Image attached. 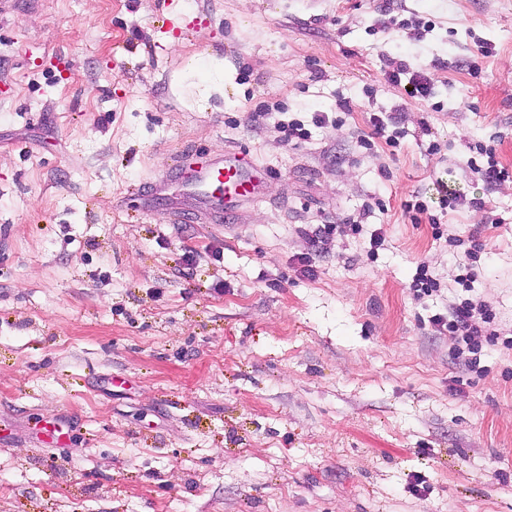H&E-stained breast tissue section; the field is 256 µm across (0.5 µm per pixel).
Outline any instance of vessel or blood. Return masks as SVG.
<instances>
[{
  "label": "vessel or blood",
  "instance_id": "1",
  "mask_svg": "<svg viewBox=\"0 0 512 512\" xmlns=\"http://www.w3.org/2000/svg\"><path fill=\"white\" fill-rule=\"evenodd\" d=\"M190 184L196 193L211 199L217 221L228 220L244 201L260 195L266 176L244 152L225 151L223 157L208 160L192 169ZM221 195H214V187Z\"/></svg>",
  "mask_w": 512,
  "mask_h": 512
}]
</instances>
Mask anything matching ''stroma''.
<instances>
[{"instance_id": "35a3bbf8", "label": "stroma", "mask_w": 512, "mask_h": 512, "mask_svg": "<svg viewBox=\"0 0 512 512\" xmlns=\"http://www.w3.org/2000/svg\"><path fill=\"white\" fill-rule=\"evenodd\" d=\"M235 148L268 179L221 229L185 174ZM464 296L512 336V0H0V512H512V349L429 324ZM409 74H411V76L408 78L407 84L412 88L408 91L410 96H420L422 98L429 97L431 95L433 81L428 73L423 69L412 71L411 73L410 66L403 61H399L396 63L395 67H393L392 71L389 72L388 79L391 83L400 85L402 83V79H406V76ZM407 84L404 87H406ZM476 150L480 156L486 158V161L478 164L474 157L468 158L465 165L471 172L477 174L484 182L489 184H496L508 177V171L500 166L492 145L479 144ZM411 196H412L411 200H406L403 203L404 211L406 213H408L409 215L411 214L410 217H411L412 221H414V223H416V224H420L422 221V216L426 215L427 219H428V223L432 224L436 230L435 231L436 239H440L443 236V233H442V231H440V228H439V225H440L439 218L436 215H432L430 213L428 214V211H429L428 205L424 201L419 199V195L413 194ZM448 243L450 247L457 248L456 254L459 257V267L463 272L457 278L456 283L468 290L469 283L475 277L472 266L474 262H477L476 259L482 250V244L476 240L474 235H468L466 238L459 235H450L448 236ZM458 249H460L459 252ZM440 283L429 273V267L426 263H419L412 280L410 288L416 292V297L432 296L433 293L441 292Z\"/></svg>"}]
</instances>
